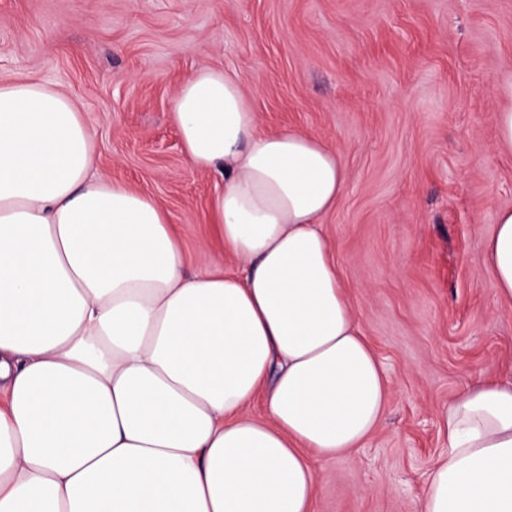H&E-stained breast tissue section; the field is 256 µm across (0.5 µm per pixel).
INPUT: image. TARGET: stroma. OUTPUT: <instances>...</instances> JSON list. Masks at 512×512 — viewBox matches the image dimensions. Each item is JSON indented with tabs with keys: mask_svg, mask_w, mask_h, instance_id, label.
Masks as SVG:
<instances>
[{
	"mask_svg": "<svg viewBox=\"0 0 512 512\" xmlns=\"http://www.w3.org/2000/svg\"><path fill=\"white\" fill-rule=\"evenodd\" d=\"M206 66L241 79L261 130L315 135L345 165L325 228L392 396L364 447L317 462L314 512H420L439 412L512 382V307L485 263L512 207L494 124L512 0H0V73L79 101L99 171L169 213L190 273L224 260L201 244L218 178L188 162L171 118Z\"/></svg>",
	"mask_w": 512,
	"mask_h": 512,
	"instance_id": "1",
	"label": "stroma"
}]
</instances>
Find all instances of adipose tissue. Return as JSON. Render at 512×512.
Segmentation results:
<instances>
[{
	"instance_id": "ef3b65f1",
	"label": "adipose tissue",
	"mask_w": 512,
	"mask_h": 512,
	"mask_svg": "<svg viewBox=\"0 0 512 512\" xmlns=\"http://www.w3.org/2000/svg\"><path fill=\"white\" fill-rule=\"evenodd\" d=\"M172 120L233 267L185 272L168 212L102 176L79 104L0 75V512H314L391 391L323 220L346 190L320 138L261 131L203 67ZM512 305V208L486 242ZM261 414H253L254 403ZM421 512H512V384L459 393Z\"/></svg>"
}]
</instances>
